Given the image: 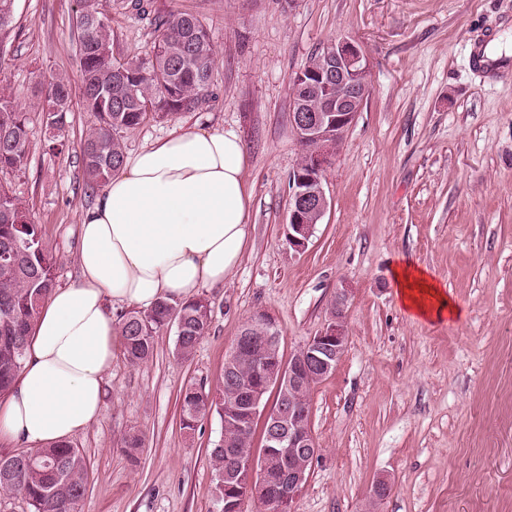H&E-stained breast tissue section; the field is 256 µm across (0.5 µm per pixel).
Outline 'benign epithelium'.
Masks as SVG:
<instances>
[{"instance_id":"1","label":"benign epithelium","mask_w":512,"mask_h":512,"mask_svg":"<svg viewBox=\"0 0 512 512\" xmlns=\"http://www.w3.org/2000/svg\"><path fill=\"white\" fill-rule=\"evenodd\" d=\"M331 55L334 58L332 64L317 67L307 63L294 75L299 87L311 91L298 99L291 113L292 126L302 149L300 163L290 177L292 208L286 232L288 246L296 252L307 247L315 225L327 210L323 172L361 111L370 85L369 65L356 46L348 42L338 43L332 46ZM350 292L351 289L346 287L336 289L335 312L288 364L278 367L261 361L267 386L282 392L286 404L276 409L262 403L263 395L259 389L242 400L243 409L250 418L263 420L264 447L280 449L279 458L288 462L282 467V476L288 484V501L264 503L267 512H292L296 497L307 484L310 469L307 464L297 461L295 449H306L313 460L318 457L319 448L312 428L305 425L307 410L298 403L295 394L309 381H322L343 358L348 344L346 307ZM279 340L277 328L256 314L236 338L224 367L232 369L242 351L251 346L260 345L270 351ZM271 465L266 452L254 451L247 458H236L234 465L224 470V482L235 480L247 485L246 497L257 500L259 493L254 485L263 481ZM390 489L387 480H376L367 495V506L381 502Z\"/></svg>"}]
</instances>
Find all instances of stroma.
I'll use <instances>...</instances> for the list:
<instances>
[{"mask_svg":"<svg viewBox=\"0 0 512 512\" xmlns=\"http://www.w3.org/2000/svg\"><path fill=\"white\" fill-rule=\"evenodd\" d=\"M113 52L145 57L153 19L187 12L216 49L201 108L125 132L133 155L171 132L230 129L248 155L250 238L220 288L201 294L212 323L190 359L161 330L152 357L116 353L99 419L75 436L88 464L79 512H218L213 414L186 433L179 398L214 389L224 356L259 312L281 330L284 357L326 324L345 286L349 340L311 391L319 448L294 512H361L377 477L392 482L379 512H512V58L485 68L478 47L512 40V0H106ZM75 0H16L6 41L8 86L28 111L30 164L1 174L57 259L56 286L77 277L78 224L95 192L82 145L94 124L81 102ZM370 65V92L323 174L327 211L302 253L289 248V177L301 147L290 79L339 40ZM66 74L71 112L62 150L32 97L35 76ZM425 267L459 305L457 318H411L393 269ZM143 445L129 458L123 439Z\"/></svg>","mask_w":512,"mask_h":512,"instance_id":"obj_1","label":"stroma"}]
</instances>
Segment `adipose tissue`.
<instances>
[{
    "mask_svg": "<svg viewBox=\"0 0 512 512\" xmlns=\"http://www.w3.org/2000/svg\"><path fill=\"white\" fill-rule=\"evenodd\" d=\"M232 130L180 129L126 158L79 226L77 279L40 309L14 385L0 403V440H71L100 417L121 343L110 309H151L223 285L248 245L252 192ZM398 305L431 322L460 308L428 271L393 270Z\"/></svg>",
    "mask_w": 512,
    "mask_h": 512,
    "instance_id": "ef3b65f1",
    "label": "adipose tissue"
}]
</instances>
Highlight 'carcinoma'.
<instances>
[{"label": "carcinoma", "mask_w": 512, "mask_h": 512, "mask_svg": "<svg viewBox=\"0 0 512 512\" xmlns=\"http://www.w3.org/2000/svg\"><path fill=\"white\" fill-rule=\"evenodd\" d=\"M15 0H0V58L12 22ZM76 32L82 104L96 119L82 146L87 185L101 189L123 164L122 133L144 122L178 112L194 111L212 96L215 47L206 24L189 13L171 12L155 19L149 57L122 61L112 54V29L103 0H76ZM71 84L58 74L48 83L44 102L58 105L46 113L48 126L60 133L69 126ZM29 116L8 88L0 89V172H24L29 164ZM0 392L14 384L25 360L32 325L47 295L55 287L56 259L42 241L39 226L22 201L0 185ZM211 302L205 297L158 301L145 314L120 316L123 353L132 365L153 354L157 333L176 328L175 351L190 358L210 328ZM256 350L244 352L234 370L224 374L214 391L190 386L180 397V423L187 433L215 412L224 423L221 441L212 449L218 512H243L246 487L224 484V443L237 456L251 452L255 430L248 427L239 402L243 392L264 386L254 363ZM0 497L22 495L29 512H78L85 495L88 465L80 449L69 442L48 445L29 454L0 457Z\"/></svg>", "instance_id": "carcinoma-1"}]
</instances>
